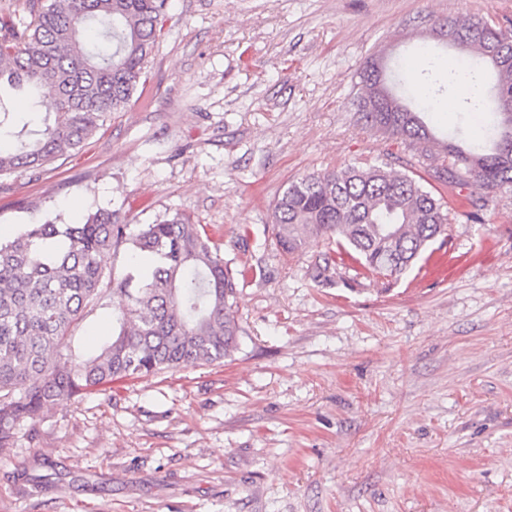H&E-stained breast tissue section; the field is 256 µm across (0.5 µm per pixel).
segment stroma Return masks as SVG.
Returning <instances> with one entry per match:
<instances>
[{
  "label": "stroma",
  "instance_id": "35a3bbf8",
  "mask_svg": "<svg viewBox=\"0 0 512 512\" xmlns=\"http://www.w3.org/2000/svg\"><path fill=\"white\" fill-rule=\"evenodd\" d=\"M127 106L82 148L0 176V240L105 208L131 229L181 212L245 270L230 358L53 402L0 448V512H512V188L460 186L445 236L397 279L285 253L271 208L346 165L404 169L365 126L360 73L404 59L432 87L437 138L480 141L452 112L456 48L435 22L512 25V0H166ZM109 297L72 332L112 335Z\"/></svg>",
  "mask_w": 512,
  "mask_h": 512
}]
</instances>
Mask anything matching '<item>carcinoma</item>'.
<instances>
[{"mask_svg":"<svg viewBox=\"0 0 512 512\" xmlns=\"http://www.w3.org/2000/svg\"><path fill=\"white\" fill-rule=\"evenodd\" d=\"M17 28L0 18V130L13 125L5 89L45 93L53 117L41 129L17 132L0 148V175L40 168L75 149L101 118L131 100L145 63L164 33L166 0H51ZM100 23L112 51L91 49L84 31ZM462 38L471 70L456 81L461 110L489 117L485 143L444 146L430 167L448 191L465 180L483 189L512 187V29L483 19H444L434 29ZM362 118L372 128L421 146L436 137L419 113L385 81L363 74ZM444 195L423 178L385 165L346 166L308 174L276 200L271 224L282 250L309 239L327 242L323 260L343 251L379 275L399 277L447 231ZM116 212L99 208L82 224H25L0 243V448L35 426L61 396L103 391L112 382L202 363L221 362L238 346L234 298L239 278L212 250L199 225L165 214L134 234ZM153 257L152 266L111 281L121 297L112 339L88 358L71 351V327L102 305L101 257L123 246Z\"/></svg>","mask_w":512,"mask_h":512,"instance_id":"obj_1","label":"carcinoma"}]
</instances>
